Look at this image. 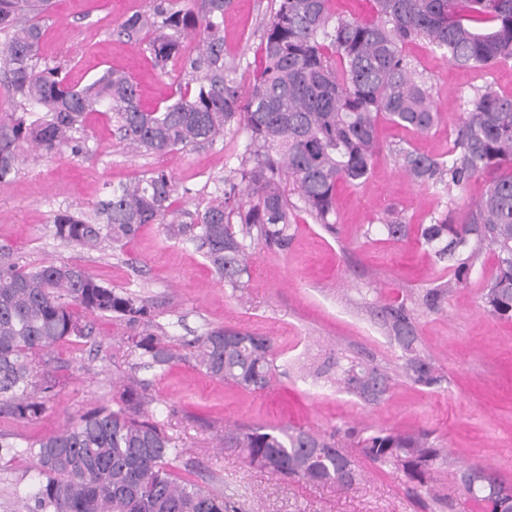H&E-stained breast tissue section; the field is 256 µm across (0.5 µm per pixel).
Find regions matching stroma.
<instances>
[{"instance_id": "35a3bbf8", "label": "stroma", "mask_w": 512, "mask_h": 512, "mask_svg": "<svg viewBox=\"0 0 512 512\" xmlns=\"http://www.w3.org/2000/svg\"><path fill=\"white\" fill-rule=\"evenodd\" d=\"M150 5L151 0H57L41 46L42 65L63 66L71 81L82 84L108 68L125 71L138 84L143 106H159L178 91L179 65L160 70L144 44L115 33L125 17ZM274 7L275 0H234L224 18V54L241 62V87L253 81L264 25ZM406 52L431 88L440 113L437 127L420 136L381 122V150L368 178L355 187H336L337 234H328L305 212H295L288 249H260L249 283L236 291L225 288L200 253L169 240L159 225H144L123 249L87 250L54 238L53 220L66 210L94 216L108 186L157 168L172 174L180 208L203 209L224 186L225 147L243 142V133L228 134L221 148L186 149L160 158L125 149L109 115L95 112L86 120L82 153L65 148L40 156L25 149L13 182L0 187V248L14 262L75 263L149 304L176 354L168 365L144 373L167 432L182 450L172 469L183 479L224 492L241 512H481L459 480L461 470L474 464L491 467L512 487V320L484 310L481 274L453 290L441 311L417 318L420 341L447 378L439 390L400 376L382 403L368 405L290 370L269 390L250 393L205 375L189 345L223 326L273 337L281 366L309 364L336 350L395 366L398 348L354 302L361 297L396 301L438 283L441 271L417 234L396 242L381 233L364 236L363 230L391 211L412 225L429 223L448 199L413 183L394 165L387 147L407 141L424 153L445 152L473 87L488 83L512 93V60L471 70L422 40ZM87 321L88 338L60 343L50 353L58 387L46 411L29 422L2 413L0 433L13 441L54 435L117 396L140 360L127 342L131 328L111 317L91 315ZM286 424L320 432L336 426L428 432L445 456L434 474L436 494L413 489L403 476L368 460L354 443L346 452L359 479L348 490L258 469L240 449L219 444L228 428ZM36 475L33 459L0 451V512H24L16 486Z\"/></svg>"}]
</instances>
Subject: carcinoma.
Wrapping results in <instances>:
<instances>
[{"instance_id":"obj_1","label":"carcinoma","mask_w":512,"mask_h":512,"mask_svg":"<svg viewBox=\"0 0 512 512\" xmlns=\"http://www.w3.org/2000/svg\"><path fill=\"white\" fill-rule=\"evenodd\" d=\"M276 2L263 33L260 70L246 91L237 80L240 64L224 59V13L233 0H198L193 7L155 0L152 9L125 18L118 35L146 42L161 70L178 61L188 76L178 96L146 110L125 73L106 69L80 85L56 68H39L44 24L55 0H0V33L6 38L0 70L15 109L0 121V185L14 179L25 144L46 154L63 148L80 153L75 134L98 107L111 114L120 142L156 156L212 147L241 130L246 139L229 155L235 166L224 177V190L203 210H177L172 176L157 168L112 187L97 219L64 212L53 224L57 239L88 249H121L142 226L159 224L169 238L202 253L224 287L236 291L250 279L259 246L288 247L293 211L301 208L327 232H337L331 221L336 184L366 180L379 151L380 121L419 134L438 125L439 112L406 45L425 39L469 69L512 60V0H374L376 19L369 23L335 14L330 0ZM484 20L493 27L473 26ZM189 36L198 43L187 56ZM388 151L413 181L448 194L450 208L421 225L420 241L449 278L410 301L375 305L400 349L402 376L438 389L446 376L421 347L417 312L440 311L450 289L467 285L486 253L495 256L496 266L484 281V310L512 319V94L490 85L475 88L466 117L441 154L400 143ZM482 174L492 175L486 193L454 218L452 192ZM287 183L298 202L288 199ZM242 190L251 196L246 208L238 200ZM375 230L402 241L410 225L394 217L377 228L368 225L365 235ZM84 313L143 325L129 337L141 362L114 407L93 408L47 438L14 444L0 435L1 449L37 463L38 481L21 490L27 512H240L224 492L172 471L170 459L179 449L165 421L147 412L150 382L137 373L173 359L161 342L164 327L137 295L103 284L76 264H0V406L21 421L42 415L57 385L44 356L61 342L86 337ZM190 345L207 376L246 391L270 388L278 371L272 341L247 330L213 328ZM38 361L43 372L37 384ZM316 374L336 378L345 392L369 405L385 400L394 382L386 369L339 352L325 358ZM351 439L369 460L420 487L428 486L442 459L428 435L393 428L224 432V446L241 449L258 468L346 489L358 480L354 461L343 452ZM461 482L484 512H512V496H501L504 484L476 482L467 469Z\"/></svg>"}]
</instances>
